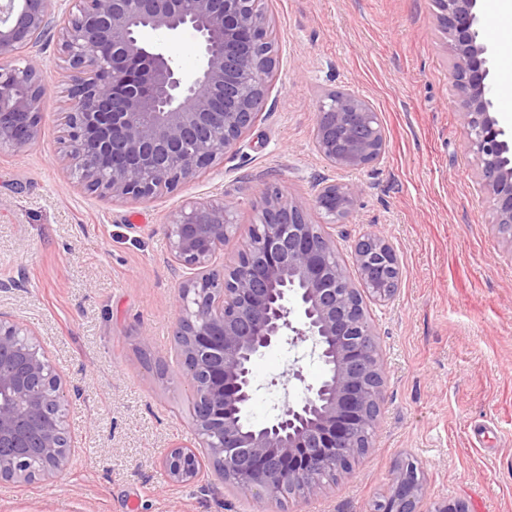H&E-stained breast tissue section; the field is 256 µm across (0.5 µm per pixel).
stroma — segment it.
<instances>
[{
    "label": "stroma",
    "instance_id": "1",
    "mask_svg": "<svg viewBox=\"0 0 512 512\" xmlns=\"http://www.w3.org/2000/svg\"><path fill=\"white\" fill-rule=\"evenodd\" d=\"M277 51L265 106L240 149L149 198L88 191L64 159L65 62L55 37L33 49L47 77L39 133L0 151V312H23L68 392L71 461L58 479L0 481V512H370L398 463L415 462L425 499L512 512V253L493 226L457 117L458 96L432 0H263ZM496 49L495 86H512V14L480 0ZM368 100L387 136L378 163L332 168L313 140L319 102ZM360 188L326 223L319 181ZM280 180L351 262L378 233L400 280L372 306L386 376L373 448L323 494L278 507L222 484L174 485L160 466L194 440L193 392L174 341L181 268L165 226L182 204L237 203L232 258ZM310 342L281 341L252 365V422L273 420L324 376Z\"/></svg>",
    "mask_w": 512,
    "mask_h": 512
}]
</instances>
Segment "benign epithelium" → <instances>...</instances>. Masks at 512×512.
<instances>
[{
    "label": "benign epithelium",
    "mask_w": 512,
    "mask_h": 512,
    "mask_svg": "<svg viewBox=\"0 0 512 512\" xmlns=\"http://www.w3.org/2000/svg\"><path fill=\"white\" fill-rule=\"evenodd\" d=\"M57 25L68 70L67 153L89 191L147 198L172 191L240 144L256 122L276 66L271 20L261 0H75ZM478 0H434L450 54L458 120L478 160L481 191L512 251V135L494 109L493 48L483 39ZM54 22L52 0H0V56L31 48ZM199 34L201 65L184 76L151 34ZM46 76L38 61L0 65V151L36 138ZM314 142L339 169L377 163L386 137L370 103L353 94L320 101ZM359 188L323 184L313 206L343 221ZM236 205L189 201L166 224L173 258L190 276L174 324L185 378L195 397L197 445L177 444L161 467L173 484L213 471L243 496L277 501L300 485L324 488V472H348L372 448L386 379L367 303L397 290L392 243L370 234L354 249L357 279L336 266L323 225L276 181L265 183L247 240L224 268L213 267L230 238ZM292 334L319 349L325 376L273 421L252 425L251 364ZM64 390L37 336L0 313V479L57 477L69 459ZM423 481L407 459L371 512H421Z\"/></svg>",
    "instance_id": "obj_1"
}]
</instances>
